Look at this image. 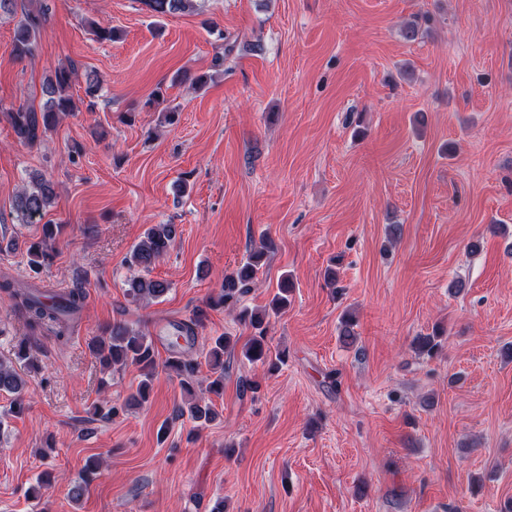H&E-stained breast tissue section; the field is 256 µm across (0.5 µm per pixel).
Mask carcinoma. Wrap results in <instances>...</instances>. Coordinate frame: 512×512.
Wrapping results in <instances>:
<instances>
[{
    "instance_id": "carcinoma-1",
    "label": "carcinoma",
    "mask_w": 512,
    "mask_h": 512,
    "mask_svg": "<svg viewBox=\"0 0 512 512\" xmlns=\"http://www.w3.org/2000/svg\"><path fill=\"white\" fill-rule=\"evenodd\" d=\"M148 11L163 16L193 7V0H142ZM48 7L40 5L36 11H27L17 23L11 44V54L17 59H23L33 54L37 43V35L45 21ZM75 67L61 66L55 69L43 86V94L47 96L42 107L20 105L9 111V118L18 141L25 146L37 144L45 133L55 128L61 119L75 112L74 102L69 94L75 78ZM32 188L22 189L14 201L17 217L24 224H32L42 218L46 209L52 203L55 192L52 183L42 175L32 177ZM58 235L55 224L42 226V237L29 245V267L34 274H40L42 268L52 258L54 245ZM176 236L173 224H154L144 234V237L133 247L127 263L145 272L159 261L170 250ZM266 256L265 248L261 247L249 253L246 261L236 273L224 276V286L221 293L210 300L212 306L234 307L241 297L252 287ZM0 290L15 299L14 309L19 314L28 334L34 335L47 326L56 330V336L63 339L70 335L72 328L70 316L79 310L84 300L80 288H74L61 296H45L34 294L29 288H18L15 283L4 279L0 281ZM170 291V284L148 276H137L128 282L126 294L135 302H150L165 296ZM205 313L196 311L187 320L179 321L176 327L182 334L195 338L199 329L204 327ZM239 319L247 324L253 334L242 347L243 356L251 362L269 363L270 348L266 342V314L247 308L239 313ZM228 336H218L211 343L207 352L213 379L208 384V391L220 394L224 389V354L229 351ZM91 351L105 368L120 366H135L141 372L140 393H145L154 376L155 354L152 342L142 333L135 332L122 322L112 324L105 330V335L96 338L91 343ZM178 376L182 377L183 386L189 385V380L196 376L200 363L197 359L179 352L177 358L168 361ZM25 381L19 370L11 361H0V392L12 396L13 405L20 409L24 402ZM193 420L209 423L215 419L216 412L209 403H193L189 407Z\"/></svg>"
}]
</instances>
